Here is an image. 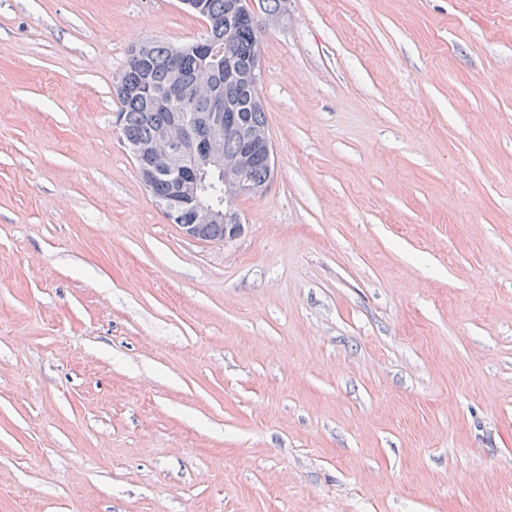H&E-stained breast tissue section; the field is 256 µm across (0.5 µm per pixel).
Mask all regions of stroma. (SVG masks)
<instances>
[{"label": "stroma", "instance_id": "1", "mask_svg": "<svg viewBox=\"0 0 512 512\" xmlns=\"http://www.w3.org/2000/svg\"><path fill=\"white\" fill-rule=\"evenodd\" d=\"M204 31L0 0V512H512V0H288L226 245L115 124Z\"/></svg>", "mask_w": 512, "mask_h": 512}]
</instances>
